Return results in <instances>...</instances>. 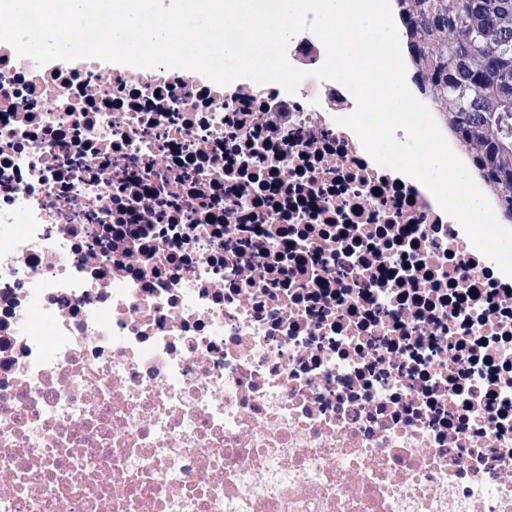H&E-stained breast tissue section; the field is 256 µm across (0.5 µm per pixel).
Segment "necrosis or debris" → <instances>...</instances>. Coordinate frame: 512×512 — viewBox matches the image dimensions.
<instances>
[{
	"label": "necrosis or debris",
	"mask_w": 512,
	"mask_h": 512,
	"mask_svg": "<svg viewBox=\"0 0 512 512\" xmlns=\"http://www.w3.org/2000/svg\"><path fill=\"white\" fill-rule=\"evenodd\" d=\"M287 58L0 41V512H512V276Z\"/></svg>",
	"instance_id": "necrosis-or-debris-1"
}]
</instances>
